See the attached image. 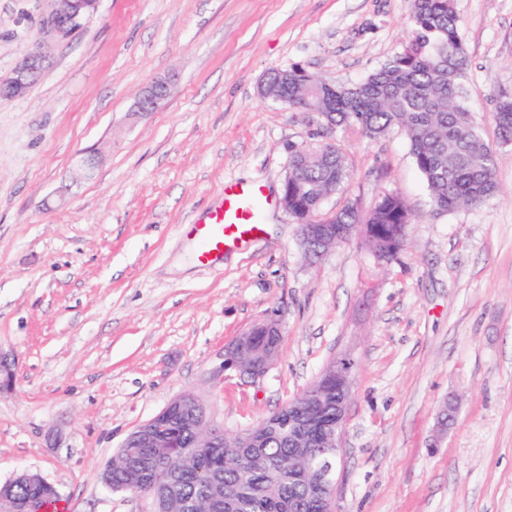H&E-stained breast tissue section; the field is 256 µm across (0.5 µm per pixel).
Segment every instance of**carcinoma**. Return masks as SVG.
<instances>
[{
    "label": "carcinoma",
    "mask_w": 512,
    "mask_h": 512,
    "mask_svg": "<svg viewBox=\"0 0 512 512\" xmlns=\"http://www.w3.org/2000/svg\"><path fill=\"white\" fill-rule=\"evenodd\" d=\"M413 37L404 48L364 80L336 86L333 107L321 96L328 80L296 68L288 87H273L269 98L288 108L303 105L317 115L332 114L336 125H356L370 140L398 126L405 132L414 164L435 208L453 212L478 208L499 190L496 156L485 142L471 107L468 62L454 0H411ZM498 142L512 146V96L499 97L494 112ZM349 178L345 155L336 142L323 139L292 153L287 186L281 197L295 224L344 227L340 244L358 238L380 262L403 249L411 214L395 194H383L366 211L347 207L323 210L325 200ZM311 406L287 403L266 419L210 445L199 442L195 423L201 409L186 405L168 419L172 448L132 446L112 466V484L129 486L138 472L153 470L158 481L138 489L166 498L168 512H298L311 478L288 470L301 448L324 447L322 429L336 422L341 391L336 377L318 385ZM14 512H58L56 487L17 482L0 490Z\"/></svg>",
    "instance_id": "obj_1"
}]
</instances>
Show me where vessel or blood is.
Here are the masks:
<instances>
[{
    "label": "vessel or blood",
    "mask_w": 512,
    "mask_h": 512,
    "mask_svg": "<svg viewBox=\"0 0 512 512\" xmlns=\"http://www.w3.org/2000/svg\"><path fill=\"white\" fill-rule=\"evenodd\" d=\"M268 206V197L260 184L225 183L222 204L188 227L201 244L199 262L213 264L222 260L225 253L259 239L263 232L261 212Z\"/></svg>",
    "instance_id": "vessel-or-blood-1"
}]
</instances>
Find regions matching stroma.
Returning <instances> with one entry per match:
<instances>
[{
	"label": "stroma",
	"mask_w": 512,
	"mask_h": 512,
	"mask_svg": "<svg viewBox=\"0 0 512 512\" xmlns=\"http://www.w3.org/2000/svg\"><path fill=\"white\" fill-rule=\"evenodd\" d=\"M472 106L496 147L499 194L435 209L406 134L326 131L259 94L300 66L349 85L412 36L409 0H100L70 37L42 43L52 0H0V79L44 45L45 71L0 96V484L40 473L66 512H150L101 471L123 440L181 394L225 430L255 425L353 349L337 512H512V147L493 120L512 94V0H456ZM174 76L164 105L135 96ZM331 135L350 179L325 207L409 208L391 263L357 242L304 256L279 203L297 147ZM100 154L91 177L81 158ZM228 181L264 185L260 239L212 265L186 232ZM70 186L59 199L62 186ZM279 314L261 378L224 370L225 349ZM456 408L447 430L437 417Z\"/></svg>",
	"instance_id": "1"
}]
</instances>
